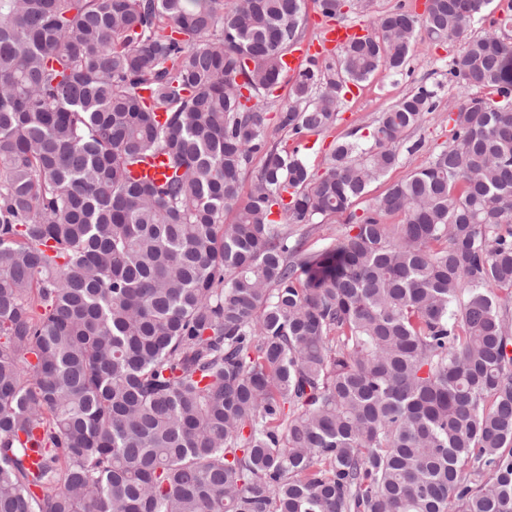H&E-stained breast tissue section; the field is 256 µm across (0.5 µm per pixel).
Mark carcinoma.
I'll return each mask as SVG.
<instances>
[{"label":"carcinoma","instance_id":"1","mask_svg":"<svg viewBox=\"0 0 512 512\" xmlns=\"http://www.w3.org/2000/svg\"><path fill=\"white\" fill-rule=\"evenodd\" d=\"M491 2L372 17L294 74L296 138L419 45L463 42L448 75L499 97L464 96L452 144L359 215L435 92L314 176L241 93L284 79L305 0H0V512H512V0L470 33ZM158 154L164 181L131 174ZM344 219L345 215H336L323 220L321 217L316 219V228L306 238L304 247L306 251L314 252L341 236L346 230Z\"/></svg>","mask_w":512,"mask_h":512}]
</instances>
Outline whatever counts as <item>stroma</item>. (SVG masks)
I'll list each match as a JSON object with an SVG mask.
<instances>
[{
    "instance_id": "obj_1",
    "label": "stroma",
    "mask_w": 512,
    "mask_h": 512,
    "mask_svg": "<svg viewBox=\"0 0 512 512\" xmlns=\"http://www.w3.org/2000/svg\"><path fill=\"white\" fill-rule=\"evenodd\" d=\"M462 42H446L416 49L410 56L403 74L392 75L381 71L373 75L354 92L345 95L334 126L319 135H310L294 142L287 132L278 130L275 118L290 99V82H282L268 96L258 97L257 103L269 120L268 136L275 143L294 147L301 145L313 174H322L334 141L341 136L360 137L371 129L380 112L418 87L435 91L438 105L426 113L412 140H419L423 148L415 154L402 153L401 164L369 188V198L382 195L393 182L405 178L422 165L430 153L443 149L451 142L448 114L459 98L458 81L449 79L447 63L461 52Z\"/></svg>"
}]
</instances>
